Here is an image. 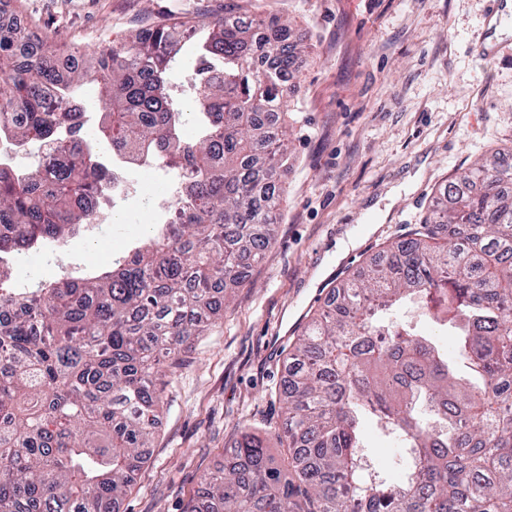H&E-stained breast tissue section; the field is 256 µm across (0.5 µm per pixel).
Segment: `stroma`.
<instances>
[{
    "label": "stroma",
    "mask_w": 512,
    "mask_h": 512,
    "mask_svg": "<svg viewBox=\"0 0 512 512\" xmlns=\"http://www.w3.org/2000/svg\"><path fill=\"white\" fill-rule=\"evenodd\" d=\"M241 16L280 19L303 47L287 125L288 173L277 232L216 324L164 379L147 463L118 512H183L201 476L224 464L245 429L284 455L280 398L286 360L334 287L422 224L439 187L483 156L512 150V22L505 50L473 49L489 0H235ZM35 34H50L57 63L117 47L130 32L224 14V0H0ZM112 17L101 30V15ZM110 207L117 221L27 254L14 275L49 282L65 268L104 265L163 220L167 201L145 173ZM364 444L391 478L405 464L398 438L372 420Z\"/></svg>",
    "instance_id": "stroma-1"
}]
</instances>
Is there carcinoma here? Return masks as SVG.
<instances>
[{"label":"carcinoma","instance_id":"1","mask_svg":"<svg viewBox=\"0 0 512 512\" xmlns=\"http://www.w3.org/2000/svg\"><path fill=\"white\" fill-rule=\"evenodd\" d=\"M191 57L197 135L166 80ZM25 31L0 37V138L50 143L49 170L0 163V512H112L148 458L162 389L275 236L288 74L298 45L275 17L167 22L95 53L100 139L132 161L162 149L192 184L177 219L81 277L24 294L4 255L65 244L112 171L80 134L60 135L88 78L50 64L49 36L23 62ZM439 294L458 338L448 360L392 307ZM281 396L289 457L244 431L184 512H512V165L499 154L445 186L408 241L333 290L289 355ZM373 415L411 449L402 479L366 475Z\"/></svg>","mask_w":512,"mask_h":512}]
</instances>
